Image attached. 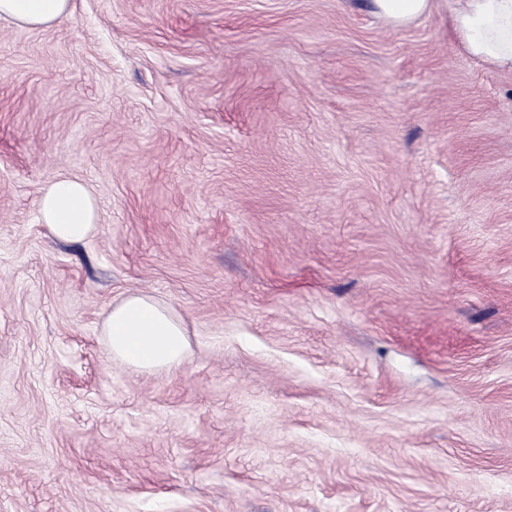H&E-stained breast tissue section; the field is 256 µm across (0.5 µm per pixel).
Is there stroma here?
<instances>
[{
	"label": "stroma",
	"instance_id": "1",
	"mask_svg": "<svg viewBox=\"0 0 512 512\" xmlns=\"http://www.w3.org/2000/svg\"><path fill=\"white\" fill-rule=\"evenodd\" d=\"M447 2L0 22V512H512V72ZM60 176L85 241L38 221ZM138 292L179 368L109 355ZM445 0H370L373 13L392 27L409 25L441 7ZM38 220L59 242L84 241L97 227L96 200L84 182L68 177L58 178L42 190ZM102 336L112 359L136 371L177 368L189 352L183 321L145 293L115 301L103 322Z\"/></svg>",
	"mask_w": 512,
	"mask_h": 512
}]
</instances>
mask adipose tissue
<instances>
[{
  "label": "adipose tissue",
  "instance_id": "adipose-tissue-1",
  "mask_svg": "<svg viewBox=\"0 0 512 512\" xmlns=\"http://www.w3.org/2000/svg\"><path fill=\"white\" fill-rule=\"evenodd\" d=\"M442 0H370L379 18L393 27L409 25L440 8ZM72 0H0V21L46 28L67 17ZM451 28L464 49L488 67L512 71V0H461ZM38 220L62 243L90 237L98 222L96 200L88 186L61 177L46 185ZM102 334L114 361L136 371L171 370L183 364L189 342L185 324L162 302L137 293L115 301Z\"/></svg>",
  "mask_w": 512,
  "mask_h": 512
}]
</instances>
